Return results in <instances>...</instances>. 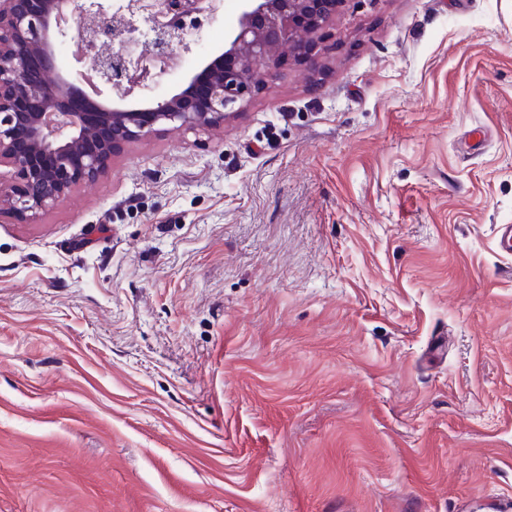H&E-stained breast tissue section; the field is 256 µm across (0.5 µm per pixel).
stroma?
I'll use <instances>...</instances> for the list:
<instances>
[{
  "instance_id": "obj_1",
  "label": "stroma",
  "mask_w": 512,
  "mask_h": 512,
  "mask_svg": "<svg viewBox=\"0 0 512 512\" xmlns=\"http://www.w3.org/2000/svg\"><path fill=\"white\" fill-rule=\"evenodd\" d=\"M325 35L223 128L0 213V512L512 494V0H343Z\"/></svg>"
}]
</instances>
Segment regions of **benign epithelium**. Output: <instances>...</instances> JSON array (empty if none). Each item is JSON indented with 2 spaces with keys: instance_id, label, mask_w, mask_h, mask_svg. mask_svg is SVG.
<instances>
[{
  "instance_id": "7a95c632",
  "label": "benign epithelium",
  "mask_w": 512,
  "mask_h": 512,
  "mask_svg": "<svg viewBox=\"0 0 512 512\" xmlns=\"http://www.w3.org/2000/svg\"><path fill=\"white\" fill-rule=\"evenodd\" d=\"M205 0H136V17L117 28L109 0H0V165L19 183H0V212L35 218L96 181L113 158L156 126L208 132L224 125L231 109L265 88L285 57L318 65L323 29L342 0H241L238 27L224 51L188 86L147 107H114L92 100L81 87L85 70L97 73L95 91L121 100L143 88L151 72L135 51L145 30L167 59L186 49L182 37L160 21L168 14H204ZM76 33L86 56L75 80L57 69V42ZM109 43L102 55L97 42Z\"/></svg>"
}]
</instances>
